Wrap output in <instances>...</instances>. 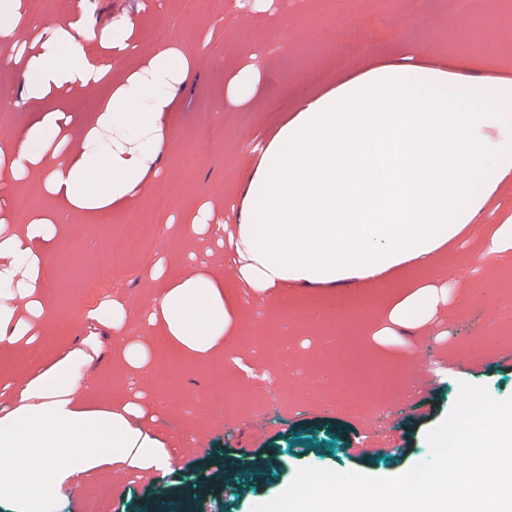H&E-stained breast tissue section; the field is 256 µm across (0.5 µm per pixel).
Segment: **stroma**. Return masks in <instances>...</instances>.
Returning a JSON list of instances; mask_svg holds the SVG:
<instances>
[{
	"label": "stroma",
	"instance_id": "35a3bbf8",
	"mask_svg": "<svg viewBox=\"0 0 512 512\" xmlns=\"http://www.w3.org/2000/svg\"><path fill=\"white\" fill-rule=\"evenodd\" d=\"M501 7V0H335L331 7L320 0H292L289 8L276 4L260 15L248 0H197L191 9L185 0L85 2L89 15L104 26L135 14L142 29L162 27L167 40L196 43L210 38L219 48L235 51L226 59L202 52L193 79L178 89L181 106L171 115L174 140L160 162V177L174 193L170 208L178 212L207 199H235L244 183L250 140L275 126L295 101L361 63L427 50L484 75L500 60H512V27L486 25ZM336 8L364 10L376 21L353 41L332 32ZM283 14L290 24L279 32L275 26ZM458 33L468 39L469 53L460 52L454 40ZM252 52L267 67L264 94L249 107L228 103L216 111L225 76ZM30 116L19 78L10 74L0 79V138L15 134ZM203 123L212 130L205 144L197 140ZM149 214L153 233L145 238L118 215L111 224L92 230L79 216L56 210V222L67 232V262L73 270L69 276L54 268L48 272L50 299L64 339L89 332L72 310L73 302L90 306L101 294L119 293L134 305L147 304L152 284L143 272L144 262L154 253L178 260L179 236L161 221L159 212ZM109 234L124 239L126 246L113 254L108 276L97 278L93 272ZM508 271L512 257L492 255L465 258L449 269V279L466 284L476 297L450 323L448 344L420 338L423 352L434 359L428 383L418 392L405 393L381 420L373 419L367 407L342 388L325 406L312 391L297 402L284 401L251 414L247 408L259 388L241 384L227 391L234 411L228 421L223 411L205 405V367L179 370L178 387L167 394L168 412L159 427L175 436L188 434L192 441L183 450L179 470L167 479L168 491H192L194 512H252L255 505L282 493L306 466L389 475L425 460V435L446 416L460 382L485 386L498 400L512 397V358L485 361L480 349L462 355L451 347L452 342L492 336L500 325H512V298L488 285L490 277ZM98 487L91 482L77 500L62 501L61 512H143L157 491L148 481L128 478L113 485L108 498L98 495Z\"/></svg>",
	"mask_w": 512,
	"mask_h": 512
}]
</instances>
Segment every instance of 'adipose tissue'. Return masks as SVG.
Listing matches in <instances>:
<instances>
[{
	"instance_id": "ef3b65f1",
	"label": "adipose tissue",
	"mask_w": 512,
	"mask_h": 512,
	"mask_svg": "<svg viewBox=\"0 0 512 512\" xmlns=\"http://www.w3.org/2000/svg\"><path fill=\"white\" fill-rule=\"evenodd\" d=\"M138 33L134 15L96 26L84 0H64L48 18L29 0H0V65L20 79L32 114L0 139L1 356L38 349L57 332L47 278L63 239L56 210L91 221L129 210L159 174L178 88L201 49L166 44L113 72ZM263 86L252 59L226 76L223 96L244 108ZM86 98L92 111L73 108ZM251 158L235 205L208 200L183 213L174 227L182 263L152 258L157 290L147 305L101 295L82 311L93 332L0 385V504L58 512L105 474L161 483L180 451L158 427L165 404L152 377L174 362L242 369L255 306L418 271L363 331L385 355L404 346V332L446 319L449 246L475 236L487 253L512 255V218L479 236L473 226L512 176L510 72L452 71L419 50L376 58L284 112ZM34 172L53 207L23 215L12 189Z\"/></svg>"
}]
</instances>
